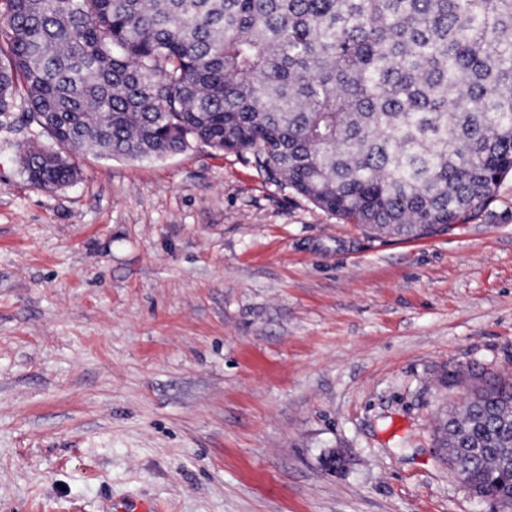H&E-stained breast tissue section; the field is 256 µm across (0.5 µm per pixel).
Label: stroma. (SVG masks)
<instances>
[{
    "label": "stroma",
    "mask_w": 512,
    "mask_h": 512,
    "mask_svg": "<svg viewBox=\"0 0 512 512\" xmlns=\"http://www.w3.org/2000/svg\"><path fill=\"white\" fill-rule=\"evenodd\" d=\"M0 114V512H498L441 411L512 377V174L375 236L194 143L31 183ZM344 462L325 467L330 452Z\"/></svg>",
    "instance_id": "1"
}]
</instances>
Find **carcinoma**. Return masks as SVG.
Returning <instances> with one entry per match:
<instances>
[{
	"mask_svg": "<svg viewBox=\"0 0 512 512\" xmlns=\"http://www.w3.org/2000/svg\"><path fill=\"white\" fill-rule=\"evenodd\" d=\"M0 112L71 152L232 151L318 208L407 238L482 209L512 172V0H0ZM439 434L467 485L512 512V384Z\"/></svg>",
	"mask_w": 512,
	"mask_h": 512,
	"instance_id": "cac0c4a2",
	"label": "carcinoma"
}]
</instances>
